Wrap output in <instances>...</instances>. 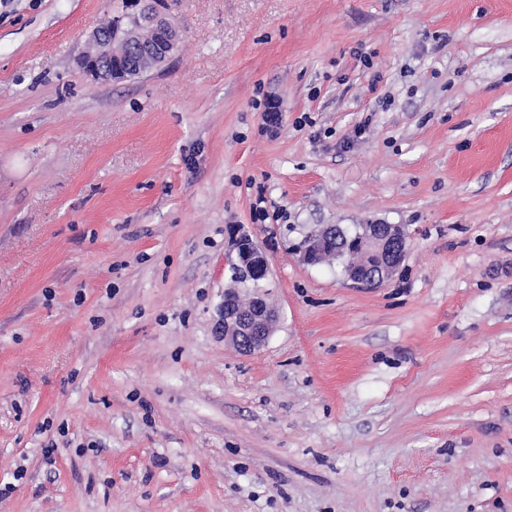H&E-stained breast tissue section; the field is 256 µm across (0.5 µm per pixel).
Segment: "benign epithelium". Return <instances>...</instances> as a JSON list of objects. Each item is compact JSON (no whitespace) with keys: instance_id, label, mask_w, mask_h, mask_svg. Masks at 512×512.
Returning a JSON list of instances; mask_svg holds the SVG:
<instances>
[{"instance_id":"7a95c632","label":"benign epithelium","mask_w":512,"mask_h":512,"mask_svg":"<svg viewBox=\"0 0 512 512\" xmlns=\"http://www.w3.org/2000/svg\"><path fill=\"white\" fill-rule=\"evenodd\" d=\"M126 20L108 31L92 33L87 51L78 59L83 71L97 80L112 82L127 78L126 71L112 64L130 53L137 55L144 71L162 64L169 50L180 39V30L163 10L159 0H125ZM335 226L328 225L311 235L303 251V260L316 264L328 256L336 242ZM348 259L343 272L348 281L360 288L380 285L405 264L410 241L400 224L373 222L361 224L345 239ZM232 286L224 290L218 326L224 340L238 351L251 354L261 349L279 320V311L258 288L270 274V260L246 233L231 230L226 257ZM254 285L246 306L232 308L239 294Z\"/></svg>"}]
</instances>
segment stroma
Returning a JSON list of instances; mask_svg holds the SVG:
<instances>
[{
  "instance_id": "obj_1",
  "label": "stroma",
  "mask_w": 512,
  "mask_h": 512,
  "mask_svg": "<svg viewBox=\"0 0 512 512\" xmlns=\"http://www.w3.org/2000/svg\"><path fill=\"white\" fill-rule=\"evenodd\" d=\"M168 3L112 83L77 60L118 0H0V512H512V0ZM373 220L380 286L302 262ZM345 251L346 279L356 287L369 288L380 285L404 266L410 241L401 224L372 222L360 224L345 239ZM336 232L334 234V229ZM336 240V248L342 247L344 244V233L336 225H328L317 233L311 235L307 241L303 251V260L307 264H316L328 256L332 251V246ZM226 265L232 286L224 290L218 326L224 341L230 342L242 353L251 354L267 343L280 316L265 291L258 288L259 283L268 279L270 260L250 235L233 229ZM239 277L244 279V283L234 281ZM249 284H253L254 288H242ZM244 291H252L246 306L232 309L231 306L237 303L239 294Z\"/></svg>"
}]
</instances>
